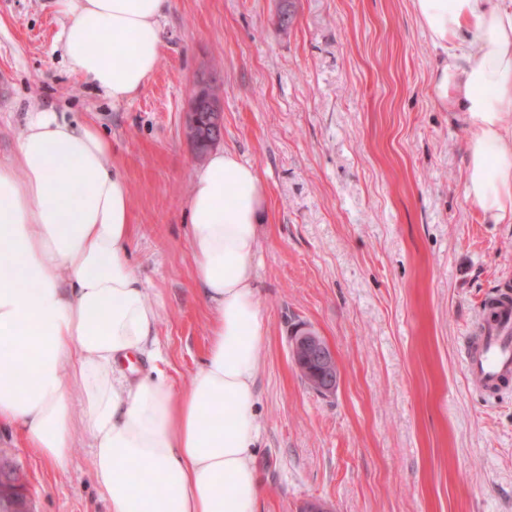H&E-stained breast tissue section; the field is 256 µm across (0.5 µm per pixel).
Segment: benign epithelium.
I'll use <instances>...</instances> for the list:
<instances>
[{
  "label": "benign epithelium",
  "mask_w": 512,
  "mask_h": 512,
  "mask_svg": "<svg viewBox=\"0 0 512 512\" xmlns=\"http://www.w3.org/2000/svg\"><path fill=\"white\" fill-rule=\"evenodd\" d=\"M291 357L308 384L321 394L336 391L339 366L332 350L316 333L304 331L292 338Z\"/></svg>",
  "instance_id": "benign-epithelium-1"
}]
</instances>
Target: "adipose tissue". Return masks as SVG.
<instances>
[{
  "label": "adipose tissue",
  "mask_w": 512,
  "mask_h": 512,
  "mask_svg": "<svg viewBox=\"0 0 512 512\" xmlns=\"http://www.w3.org/2000/svg\"><path fill=\"white\" fill-rule=\"evenodd\" d=\"M448 49L434 89L469 130L465 198L512 223V0H412ZM169 0H55L74 72L113 103L134 98L161 58ZM265 187L253 165L210 152L186 201L193 272L212 313L190 385L161 367L162 303L131 259L130 187L91 122L30 112L0 162V423L47 462L88 441L110 512H255V407L264 318L255 257Z\"/></svg>",
  "instance_id": "obj_1"
}]
</instances>
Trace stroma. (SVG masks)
I'll return each instance as SVG.
<instances>
[{
    "label": "stroma",
    "mask_w": 512,
    "mask_h": 512,
    "mask_svg": "<svg viewBox=\"0 0 512 512\" xmlns=\"http://www.w3.org/2000/svg\"><path fill=\"white\" fill-rule=\"evenodd\" d=\"M61 27L53 0H0V162L37 109L106 130L177 389L211 329L185 206L203 164L185 131L199 81L218 94L221 148L266 187L258 512H512V393L477 389L464 364L486 301L512 287V224L483 223L465 198L468 130L433 88L447 56L412 0H170L158 67L121 104L70 69ZM304 330L335 353L333 395L291 359ZM89 453L78 443L60 468L0 429L36 512H108Z\"/></svg>",
    "instance_id": "35a3bbf8"
}]
</instances>
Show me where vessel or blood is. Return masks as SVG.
<instances>
[{"instance_id": "1", "label": "vessel or blood", "mask_w": 512, "mask_h": 512, "mask_svg": "<svg viewBox=\"0 0 512 512\" xmlns=\"http://www.w3.org/2000/svg\"><path fill=\"white\" fill-rule=\"evenodd\" d=\"M483 323L485 328L466 357V369L479 388L496 392L512 381V297Z\"/></svg>"}]
</instances>
